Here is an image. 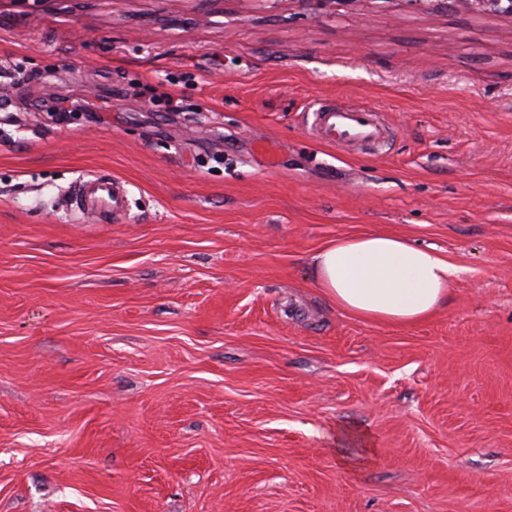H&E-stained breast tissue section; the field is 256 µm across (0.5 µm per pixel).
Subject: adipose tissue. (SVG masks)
I'll return each mask as SVG.
<instances>
[{
  "instance_id": "1",
  "label": "adipose tissue",
  "mask_w": 512,
  "mask_h": 512,
  "mask_svg": "<svg viewBox=\"0 0 512 512\" xmlns=\"http://www.w3.org/2000/svg\"><path fill=\"white\" fill-rule=\"evenodd\" d=\"M318 288L340 309L397 326L420 322L448 300L456 273L435 247L363 233L337 238L312 257Z\"/></svg>"
}]
</instances>
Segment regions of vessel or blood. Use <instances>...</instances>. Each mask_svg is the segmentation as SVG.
<instances>
[{"mask_svg":"<svg viewBox=\"0 0 512 512\" xmlns=\"http://www.w3.org/2000/svg\"><path fill=\"white\" fill-rule=\"evenodd\" d=\"M306 123L315 139L341 149L357 147L376 153L387 144L390 136L381 113L371 107L342 109L321 100L307 112ZM68 199L70 209L109 224L124 214L127 189L123 181L95 173L77 178Z\"/></svg>","mask_w":512,"mask_h":512,"instance_id":"b4317fda","label":"vessel or blood"}]
</instances>
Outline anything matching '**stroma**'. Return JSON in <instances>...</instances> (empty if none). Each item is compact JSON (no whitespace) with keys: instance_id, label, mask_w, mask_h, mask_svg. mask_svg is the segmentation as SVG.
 Listing matches in <instances>:
<instances>
[{"instance_id":"stroma-1","label":"stroma","mask_w":512,"mask_h":512,"mask_svg":"<svg viewBox=\"0 0 512 512\" xmlns=\"http://www.w3.org/2000/svg\"><path fill=\"white\" fill-rule=\"evenodd\" d=\"M318 99L393 140L319 143ZM95 170L119 223L66 206ZM367 232L447 303L336 307L310 258ZM0 512H512V19L0 0Z\"/></svg>"}]
</instances>
